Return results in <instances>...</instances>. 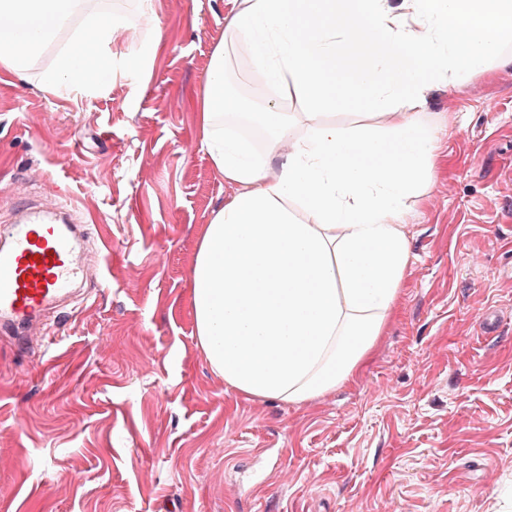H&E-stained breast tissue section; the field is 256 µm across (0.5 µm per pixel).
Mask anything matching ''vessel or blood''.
<instances>
[{
	"instance_id": "obj_1",
	"label": "vessel or blood",
	"mask_w": 512,
	"mask_h": 512,
	"mask_svg": "<svg viewBox=\"0 0 512 512\" xmlns=\"http://www.w3.org/2000/svg\"><path fill=\"white\" fill-rule=\"evenodd\" d=\"M71 202L48 211L18 195L9 242L0 247V334L24 343L83 277L80 225Z\"/></svg>"
}]
</instances>
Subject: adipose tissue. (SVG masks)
I'll list each match as a JSON object with an SVG mask.
<instances>
[{"instance_id":"obj_1","label":"adipose tissue","mask_w":512,"mask_h":512,"mask_svg":"<svg viewBox=\"0 0 512 512\" xmlns=\"http://www.w3.org/2000/svg\"><path fill=\"white\" fill-rule=\"evenodd\" d=\"M84 0H0V64L24 71L76 15L78 49L42 76L52 89L101 84V51L122 17ZM235 57L265 84L311 107L307 134L269 101L258 122L268 151L225 131L241 110L224 62L206 79L203 148L237 192L203 234L192 270L196 334L225 383L302 403L352 382L384 326L410 258L407 202L432 181L439 128L422 113L449 79L481 72L512 45V0H241L227 26ZM373 111L370 125L321 120L320 110ZM283 159L271 168L270 155Z\"/></svg>"}]
</instances>
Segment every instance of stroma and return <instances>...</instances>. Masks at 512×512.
<instances>
[{
  "instance_id": "1",
  "label": "stroma",
  "mask_w": 512,
  "mask_h": 512,
  "mask_svg": "<svg viewBox=\"0 0 512 512\" xmlns=\"http://www.w3.org/2000/svg\"><path fill=\"white\" fill-rule=\"evenodd\" d=\"M239 0H95L140 41L112 75L45 87L74 18L26 73L0 67V214L30 183L87 221V291L51 350L0 337V512H512V63L428 97L440 166L356 379L304 403L247 396L198 344L192 266L236 191L201 142L205 80ZM140 56L138 67L128 59ZM244 99L268 93L227 58ZM499 321L485 336V313Z\"/></svg>"
}]
</instances>
